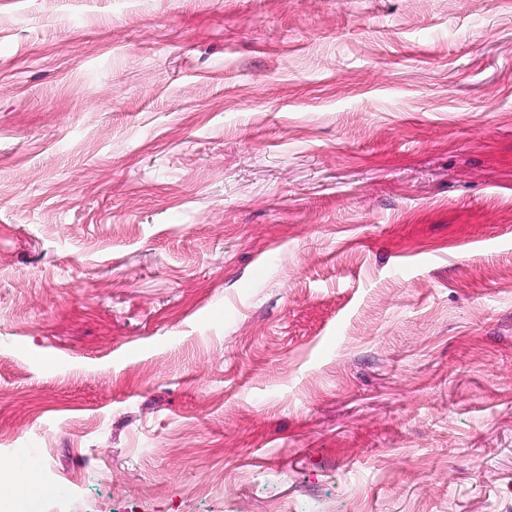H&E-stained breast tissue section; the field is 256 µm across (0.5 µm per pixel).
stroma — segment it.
Wrapping results in <instances>:
<instances>
[{
    "label": "stroma",
    "instance_id": "stroma-1",
    "mask_svg": "<svg viewBox=\"0 0 512 512\" xmlns=\"http://www.w3.org/2000/svg\"><path fill=\"white\" fill-rule=\"evenodd\" d=\"M1 460L512 512V0H0Z\"/></svg>",
    "mask_w": 512,
    "mask_h": 512
}]
</instances>
